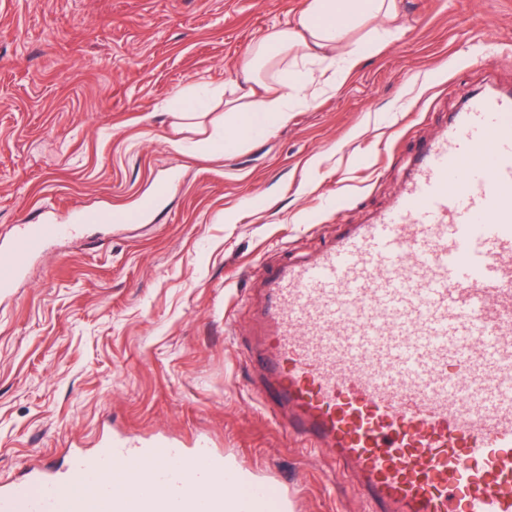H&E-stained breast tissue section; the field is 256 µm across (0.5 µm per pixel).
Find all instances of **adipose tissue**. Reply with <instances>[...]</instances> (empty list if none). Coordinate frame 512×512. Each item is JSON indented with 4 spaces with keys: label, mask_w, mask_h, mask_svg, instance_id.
Listing matches in <instances>:
<instances>
[{
    "label": "adipose tissue",
    "mask_w": 512,
    "mask_h": 512,
    "mask_svg": "<svg viewBox=\"0 0 512 512\" xmlns=\"http://www.w3.org/2000/svg\"><path fill=\"white\" fill-rule=\"evenodd\" d=\"M373 19L382 20V27L361 36ZM398 20L399 0H306L288 24L268 31L249 50L240 67L243 99L234 105L238 122L225 143L244 142L287 123L293 101L313 99L318 74L347 76L376 41L401 33ZM289 56L300 68L281 70Z\"/></svg>",
    "instance_id": "obj_1"
}]
</instances>
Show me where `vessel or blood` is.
Wrapping results in <instances>:
<instances>
[{
    "instance_id": "obj_1",
    "label": "vessel or blood",
    "mask_w": 512,
    "mask_h": 512,
    "mask_svg": "<svg viewBox=\"0 0 512 512\" xmlns=\"http://www.w3.org/2000/svg\"><path fill=\"white\" fill-rule=\"evenodd\" d=\"M78 224H20L0 288ZM253 355L266 411L328 451L370 512H512V94L470 96L391 205L269 265ZM204 441L105 437L0 487V512H284Z\"/></svg>"
}]
</instances>
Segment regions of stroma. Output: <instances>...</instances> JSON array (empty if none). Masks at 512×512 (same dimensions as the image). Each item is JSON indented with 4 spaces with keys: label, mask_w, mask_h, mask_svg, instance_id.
<instances>
[{
    "label": "stroma",
    "mask_w": 512,
    "mask_h": 512,
    "mask_svg": "<svg viewBox=\"0 0 512 512\" xmlns=\"http://www.w3.org/2000/svg\"><path fill=\"white\" fill-rule=\"evenodd\" d=\"M304 3L0 0V240L91 218L0 292V485L108 434L205 437L288 512H367L259 401L256 285L387 208L465 94L512 90V0H400L402 34L335 89L218 146L246 51Z\"/></svg>",
    "instance_id": "stroma-1"
}]
</instances>
